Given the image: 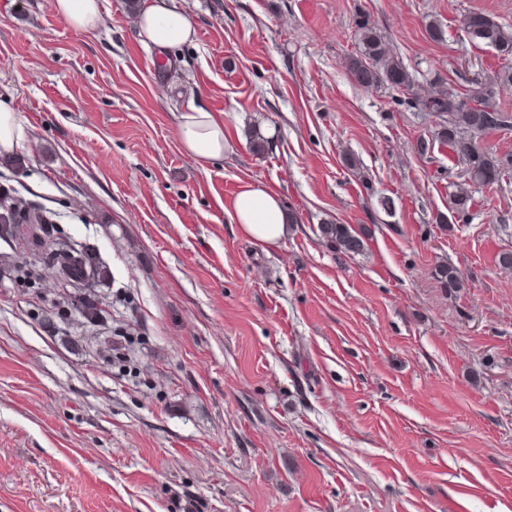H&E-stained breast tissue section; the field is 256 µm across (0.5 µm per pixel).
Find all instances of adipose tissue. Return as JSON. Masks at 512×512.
I'll use <instances>...</instances> for the list:
<instances>
[{"label": "adipose tissue", "mask_w": 512, "mask_h": 512, "mask_svg": "<svg viewBox=\"0 0 512 512\" xmlns=\"http://www.w3.org/2000/svg\"><path fill=\"white\" fill-rule=\"evenodd\" d=\"M54 8L78 31H92L104 23L99 0H54ZM135 25L142 43L148 46H177L195 37L191 16L167 6L165 0H145L135 16ZM176 123L184 150L200 167L223 156L227 147L223 115L192 107L178 113ZM229 216L244 236L265 247L278 246L288 233V217L280 195L257 181L240 186Z\"/></svg>", "instance_id": "ef3b65f1"}]
</instances>
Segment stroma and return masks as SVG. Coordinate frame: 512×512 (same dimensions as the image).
Listing matches in <instances>:
<instances>
[{"instance_id": "obj_1", "label": "stroma", "mask_w": 512, "mask_h": 512, "mask_svg": "<svg viewBox=\"0 0 512 512\" xmlns=\"http://www.w3.org/2000/svg\"><path fill=\"white\" fill-rule=\"evenodd\" d=\"M53 3L0 0V104L27 132L0 185L105 277L86 320L55 268L15 281L0 237V512H512V178L458 220L462 164L418 150L434 117L347 70L361 10L418 90L491 76L461 21L512 27V0H174L196 38L168 49L126 0L90 32ZM191 106L229 139L204 169L175 125ZM249 181L296 219L278 247L230 222ZM330 220L365 251L326 246ZM320 237L337 254L359 255L365 250L364 234L349 224H319ZM432 275L440 287L448 292L459 291L464 286V278L461 271L450 263L441 262L437 264L433 269Z\"/></svg>"}]
</instances>
